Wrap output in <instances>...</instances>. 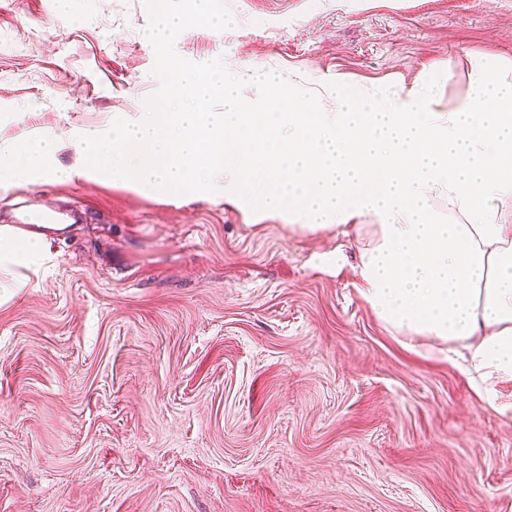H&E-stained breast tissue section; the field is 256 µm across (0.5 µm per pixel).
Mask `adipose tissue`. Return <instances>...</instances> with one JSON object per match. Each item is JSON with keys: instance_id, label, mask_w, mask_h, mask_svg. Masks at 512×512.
I'll use <instances>...</instances> for the list:
<instances>
[{"instance_id": "1", "label": "adipose tissue", "mask_w": 512, "mask_h": 512, "mask_svg": "<svg viewBox=\"0 0 512 512\" xmlns=\"http://www.w3.org/2000/svg\"><path fill=\"white\" fill-rule=\"evenodd\" d=\"M176 95L111 137L80 134L82 157L59 170L53 137L9 144L0 186L64 177L108 179L169 194L220 193L225 202L284 212L291 227L364 235L359 275L365 301L396 333L439 344L478 397L512 415V81L484 69L475 95L451 112L408 98L371 104L345 85L336 109L302 100L255 71L259 101L237 109V80L168 70ZM221 83L224 111L204 102ZM448 199L439 220L432 202ZM372 215L373 223L355 225ZM53 256L43 234L0 226V292L16 296Z\"/></svg>"}]
</instances>
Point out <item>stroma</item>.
Here are the masks:
<instances>
[{
	"label": "stroma",
	"mask_w": 512,
	"mask_h": 512,
	"mask_svg": "<svg viewBox=\"0 0 512 512\" xmlns=\"http://www.w3.org/2000/svg\"><path fill=\"white\" fill-rule=\"evenodd\" d=\"M0 0V142L111 133L172 94L170 64L256 65L336 109L414 96L445 112L483 68L512 80V0ZM184 17L153 38L161 11ZM53 266L0 305V512H512V417L359 292L353 236L284 213L55 180L0 188Z\"/></svg>",
	"instance_id": "1"
}]
</instances>
